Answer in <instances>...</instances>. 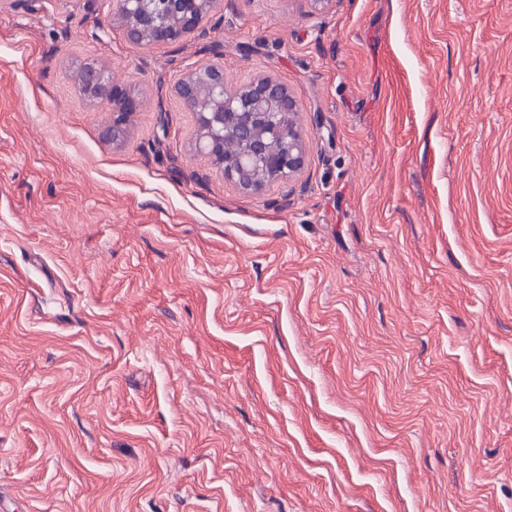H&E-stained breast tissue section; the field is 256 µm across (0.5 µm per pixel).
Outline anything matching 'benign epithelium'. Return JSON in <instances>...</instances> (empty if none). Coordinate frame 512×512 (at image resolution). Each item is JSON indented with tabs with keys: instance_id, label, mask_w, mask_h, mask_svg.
<instances>
[{
	"instance_id": "obj_1",
	"label": "benign epithelium",
	"mask_w": 512,
	"mask_h": 512,
	"mask_svg": "<svg viewBox=\"0 0 512 512\" xmlns=\"http://www.w3.org/2000/svg\"><path fill=\"white\" fill-rule=\"evenodd\" d=\"M221 2L112 0V22L128 42L161 49L206 37L204 20ZM79 85L84 95L111 112L106 134L112 142L123 141L141 110L140 94L113 82L94 63L82 67ZM175 93L195 115V152L240 190L258 192L270 184L287 183L303 169L306 143L298 122L299 102L277 77L258 75L233 83L214 62L188 72L175 85ZM228 139L239 144L237 152L224 150Z\"/></svg>"
}]
</instances>
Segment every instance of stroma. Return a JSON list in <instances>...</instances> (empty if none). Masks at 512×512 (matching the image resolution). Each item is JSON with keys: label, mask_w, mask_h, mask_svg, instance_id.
<instances>
[{"label": "stroma", "mask_w": 512, "mask_h": 512, "mask_svg": "<svg viewBox=\"0 0 512 512\" xmlns=\"http://www.w3.org/2000/svg\"><path fill=\"white\" fill-rule=\"evenodd\" d=\"M128 43L111 0H0L5 512H512V0H222ZM145 105L122 144L76 74ZM295 93L245 193L174 93Z\"/></svg>", "instance_id": "stroma-1"}]
</instances>
